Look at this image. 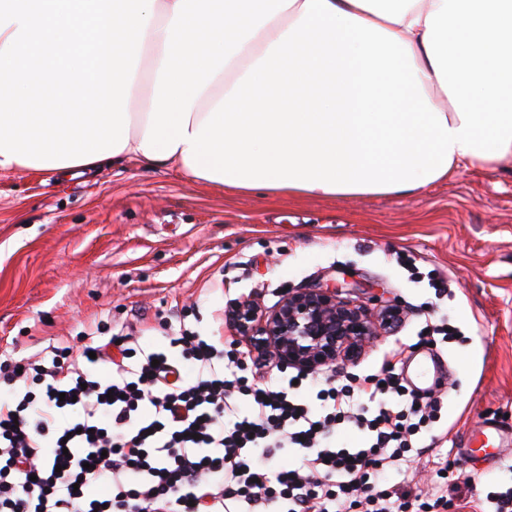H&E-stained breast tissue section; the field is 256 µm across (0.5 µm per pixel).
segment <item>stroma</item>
<instances>
[{
  "label": "stroma",
  "mask_w": 512,
  "mask_h": 512,
  "mask_svg": "<svg viewBox=\"0 0 512 512\" xmlns=\"http://www.w3.org/2000/svg\"><path fill=\"white\" fill-rule=\"evenodd\" d=\"M334 286L406 312L347 372L377 373L399 346L403 360L431 353L446 366L437 445L416 470H387L385 484L428 490L447 460V512H488V493L512 488L511 164L466 165L409 194L332 198L218 189L132 156L63 178L0 170V351L10 360L80 349L87 334L131 332L147 348L184 326L229 341L231 301L269 309L289 289ZM443 319L455 336L419 344L425 324ZM489 424L509 436L496 458L464 456Z\"/></svg>",
  "instance_id": "obj_1"
}]
</instances>
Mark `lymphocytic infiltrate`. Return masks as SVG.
I'll return each instance as SVG.
<instances>
[{
	"mask_svg": "<svg viewBox=\"0 0 512 512\" xmlns=\"http://www.w3.org/2000/svg\"><path fill=\"white\" fill-rule=\"evenodd\" d=\"M67 353L7 374L0 512H407L379 477L421 455L443 405L414 393L390 357L363 379L375 406L331 374H298L315 393L303 399L188 329L164 349L127 335ZM32 377L41 394L25 390ZM349 424L362 447L333 444ZM276 448L301 450L300 464L271 466Z\"/></svg>",
	"mask_w": 512,
	"mask_h": 512,
	"instance_id": "lymphocytic-infiltrate-1",
	"label": "lymphocytic infiltrate"
}]
</instances>
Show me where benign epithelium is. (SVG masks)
Instances as JSON below:
<instances>
[{
	"label": "benign epithelium",
	"instance_id": "obj_1",
	"mask_svg": "<svg viewBox=\"0 0 512 512\" xmlns=\"http://www.w3.org/2000/svg\"><path fill=\"white\" fill-rule=\"evenodd\" d=\"M228 319L252 358L318 373L357 361L374 337L397 331L404 310L397 304L371 309L343 300L334 288H315L288 291L270 311L243 298L231 305Z\"/></svg>",
	"mask_w": 512,
	"mask_h": 512
}]
</instances>
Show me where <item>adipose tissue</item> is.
Instances as JSON below:
<instances>
[{
    "mask_svg": "<svg viewBox=\"0 0 512 512\" xmlns=\"http://www.w3.org/2000/svg\"><path fill=\"white\" fill-rule=\"evenodd\" d=\"M124 156L216 188L414 192L512 164V0H167Z\"/></svg>",
    "mask_w": 512,
    "mask_h": 512,
    "instance_id": "adipose-tissue-1",
    "label": "adipose tissue"
}]
</instances>
